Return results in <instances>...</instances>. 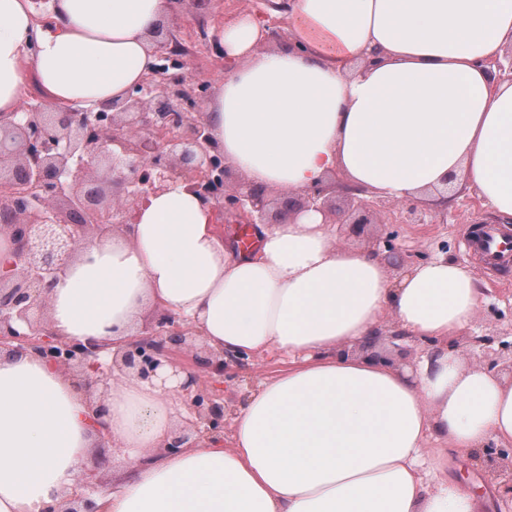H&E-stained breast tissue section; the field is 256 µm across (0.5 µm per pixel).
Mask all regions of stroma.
Masks as SVG:
<instances>
[{"mask_svg": "<svg viewBox=\"0 0 512 512\" xmlns=\"http://www.w3.org/2000/svg\"><path fill=\"white\" fill-rule=\"evenodd\" d=\"M243 9L239 0H204L200 5L195 0H180L174 12L165 18L161 29L179 31L183 41L190 43L195 39L191 28L194 18L207 17L210 29L216 30L234 20ZM482 213L479 197L465 194L456 197L449 207L432 209L434 221L430 224H406L399 213L381 211L377 214V223L358 228L342 224L337 230V238L343 244H374L383 253L391 249L408 255V262L390 264L389 272L394 277L400 276L407 264L428 261L440 255L474 269L484 285L486 300L471 327L450 339L456 348V358L469 365L476 362L474 337L490 338L492 349L497 351L512 344V273L487 268L467 246L471 231L469 219ZM172 355L196 374L198 386L206 396L223 403L224 413L228 416L244 400L246 388L253 379L274 375L282 368L277 358L253 357L226 361L223 372L218 373L204 365V352H188L177 347ZM448 474L459 483L479 487L483 496L493 497L496 512H512V501L494 496L483 466L473 460L451 455Z\"/></svg>", "mask_w": 512, "mask_h": 512, "instance_id": "1", "label": "stroma"}]
</instances>
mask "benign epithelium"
Wrapping results in <instances>:
<instances>
[{
	"instance_id": "7a95c632",
	"label": "benign epithelium",
	"mask_w": 512,
	"mask_h": 512,
	"mask_svg": "<svg viewBox=\"0 0 512 512\" xmlns=\"http://www.w3.org/2000/svg\"><path fill=\"white\" fill-rule=\"evenodd\" d=\"M176 37L154 43L160 64L121 98L99 104L95 112L70 106L49 110L42 100L26 101L21 112L0 113V225L10 243V260L0 269V353L32 352L58 369H81L76 387L92 406L96 431L105 427L108 410L93 399L91 388L127 371L144 381L158 377L169 364L170 346L186 344L190 327L178 317L155 311L151 327L101 361L112 344L95 339L76 342L59 338L44 311L59 275L93 239H106L120 230L131 232L133 216L150 193L182 183L220 219L233 217L247 224H281L310 210L326 224H373L372 201L355 193L347 207H336V179L301 191H275L239 177L224 161L203 106L201 89L211 85L188 74L191 50L184 51L180 72L168 73L162 61L172 56ZM152 140L157 159L145 169L140 145ZM407 214L409 223H425L413 203L387 201ZM78 208L86 211L82 224L71 221ZM195 419L219 428L224 405L197 393L190 399ZM489 474L499 480V491L512 497V448L490 445L483 450ZM96 473L81 474L61 511L99 512L93 494Z\"/></svg>"
}]
</instances>
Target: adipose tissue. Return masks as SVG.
<instances>
[{
    "label": "adipose tissue",
    "instance_id": "adipose-tissue-1",
    "mask_svg": "<svg viewBox=\"0 0 512 512\" xmlns=\"http://www.w3.org/2000/svg\"><path fill=\"white\" fill-rule=\"evenodd\" d=\"M290 51L265 49L250 14L224 25L234 68L205 107L224 159L250 183L302 190L336 177L364 197L446 206L476 192L512 222V0H289ZM170 0H0V112L36 77L53 103L94 111L151 71ZM484 301L439 256L391 277L369 247L341 246L317 212L225 245L186 185L149 195L131 234L93 241L61 274V338L122 347L147 312L185 320L225 359L279 355L232 417L230 444L165 452L190 415L181 381L120 377L107 396L120 488L101 512H481L448 480L449 450L512 446V380L453 358L449 336ZM391 316L428 341L414 370L353 353ZM68 377L27 353L0 358V512L65 508L98 436Z\"/></svg>",
    "mask_w": 512,
    "mask_h": 512
}]
</instances>
